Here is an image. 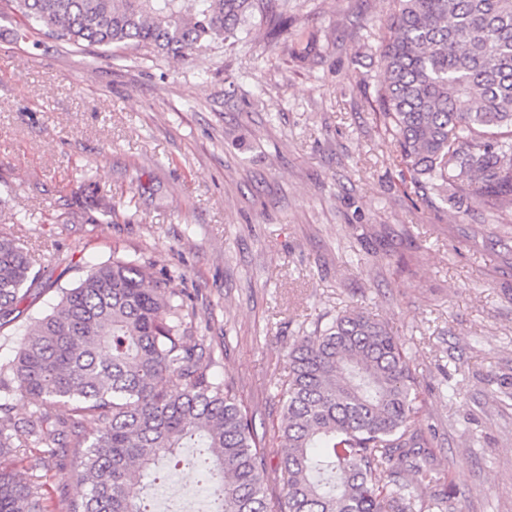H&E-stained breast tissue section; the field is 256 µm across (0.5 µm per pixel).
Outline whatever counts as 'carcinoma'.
I'll use <instances>...</instances> for the list:
<instances>
[{"label":"carcinoma","instance_id":"obj_1","mask_svg":"<svg viewBox=\"0 0 512 512\" xmlns=\"http://www.w3.org/2000/svg\"><path fill=\"white\" fill-rule=\"evenodd\" d=\"M23 39L146 56L187 57L236 38L266 0H7ZM376 103L415 194L502 210L512 203V0H392ZM34 259L0 227V328L20 318L37 281ZM175 271L112 253L57 290L33 318L13 360L0 366V413L17 397L38 414L0 426V512H46L34 456L3 459L45 436L82 448L55 466L84 488L66 512H148L140 484L182 448L198 463L215 512H451L448 474L437 468L419 420V382L386 325L349 310L297 337L288 351L278 434L287 489L264 495V437L234 387L212 371L206 337ZM66 406L69 417L56 408ZM410 472L413 479L402 475Z\"/></svg>","mask_w":512,"mask_h":512}]
</instances>
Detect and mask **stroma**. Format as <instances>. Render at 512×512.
<instances>
[{"mask_svg":"<svg viewBox=\"0 0 512 512\" xmlns=\"http://www.w3.org/2000/svg\"><path fill=\"white\" fill-rule=\"evenodd\" d=\"M272 5L315 33L306 59L259 17L184 58L21 40L0 0V225L46 286L30 317L115 252L179 270L274 503L288 347L358 308L412 360L455 512H512V226L415 200L396 166L374 107L389 0Z\"/></svg>","mask_w":512,"mask_h":512,"instance_id":"1","label":"stroma"}]
</instances>
